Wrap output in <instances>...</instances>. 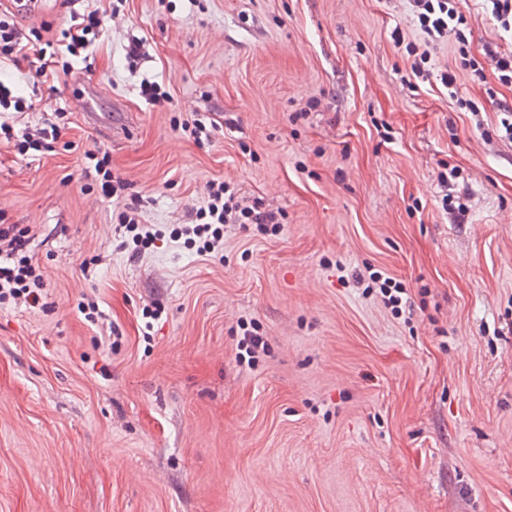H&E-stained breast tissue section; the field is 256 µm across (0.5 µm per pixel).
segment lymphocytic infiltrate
<instances>
[{
  "label": "lymphocytic infiltrate",
  "instance_id": "f902f5d3",
  "mask_svg": "<svg viewBox=\"0 0 512 512\" xmlns=\"http://www.w3.org/2000/svg\"><path fill=\"white\" fill-rule=\"evenodd\" d=\"M416 25L424 41L435 43L452 40L456 47L458 69L466 70L472 81L482 85L487 101L496 102L498 89L512 86V54L494 59L493 74H486L483 66L468 50L469 31L461 0H413ZM104 19L98 10L70 11L67 26L60 36L46 39L33 35L16 20L14 12L0 11V65L35 57L37 77L56 79L59 71H70V59H77L95 42L103 30ZM395 44L404 45L413 55L412 74L427 82L439 80L447 88L450 99L459 109L478 111L477 102L460 97L455 71L433 73L429 51H418L415 44L405 43L400 31H393ZM27 108L22 97L13 94L10 87L0 82V140L12 142L17 153L28 156L51 148L66 128L64 108L53 107L42 128L33 132L16 133L8 119L9 112ZM129 197V196H128ZM141 200L130 196L121 211L116 212V228L123 236L121 245L132 255H139L160 239V231L142 224L139 219ZM196 223L173 230L172 236L197 245L199 253L220 257L224 254V227L228 224H258L269 235H278L282 213L266 210L261 202L244 203L236 186L222 180H212L206 187L202 206L196 212ZM30 230L16 224L0 225V305L14 304L34 308L40 305L45 288L44 275L29 254Z\"/></svg>",
  "mask_w": 512,
  "mask_h": 512
}]
</instances>
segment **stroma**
I'll return each instance as SVG.
<instances>
[{
    "instance_id": "35a3bbf8",
    "label": "stroma",
    "mask_w": 512,
    "mask_h": 512,
    "mask_svg": "<svg viewBox=\"0 0 512 512\" xmlns=\"http://www.w3.org/2000/svg\"><path fill=\"white\" fill-rule=\"evenodd\" d=\"M462 7L493 71L512 34ZM396 29L420 38L410 0H124L93 77L0 68L32 105L17 131L46 102L70 111L49 152L0 143V222L31 228L47 302L0 309V512H512V144L491 135L512 86L490 103L458 72L481 105L459 110L412 77ZM86 95L111 122L85 123ZM197 114L215 124L204 149L179 126ZM97 150L143 223H195L220 179L284 212L283 231L228 225L220 260L167 238L132 256L118 201L86 189ZM446 164L462 172L448 187ZM370 268L410 313L356 281ZM250 323L265 346L246 364ZM369 280L372 285L368 284V288H379L380 293L384 299V303L390 306L392 310L399 313L402 312V307L406 308L408 298H405L403 303V296L407 295L406 288L400 282H397L391 277H383L379 272H373L369 275ZM375 285V286H374Z\"/></svg>"
}]
</instances>
